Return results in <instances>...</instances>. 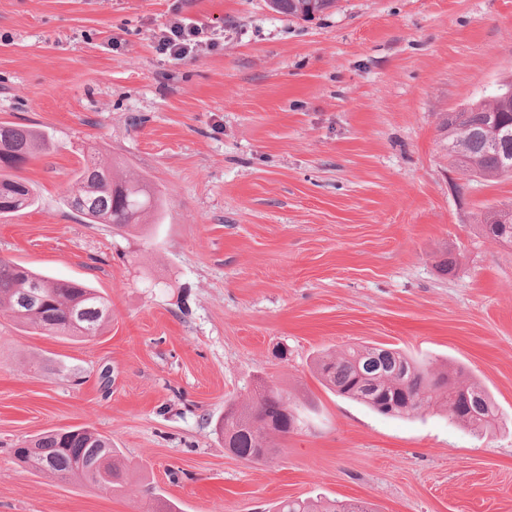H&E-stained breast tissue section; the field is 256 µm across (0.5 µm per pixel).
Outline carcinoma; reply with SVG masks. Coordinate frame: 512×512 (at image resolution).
I'll return each instance as SVG.
<instances>
[{
  "label": "carcinoma",
  "mask_w": 512,
  "mask_h": 512,
  "mask_svg": "<svg viewBox=\"0 0 512 512\" xmlns=\"http://www.w3.org/2000/svg\"><path fill=\"white\" fill-rule=\"evenodd\" d=\"M501 128L494 146L489 129ZM448 155L465 170L489 178L512 177V107L494 99L482 100L444 119ZM49 149L46 135L32 127L0 123V215L12 216L36 204L32 188L11 174L37 151ZM87 224L133 227L159 219L162 201L157 190L141 176L119 175L114 167L91 158L76 171L65 199ZM489 209L482 221L486 237L512 243V224L496 220ZM0 308L11 311L38 334L82 338L98 336L110 320L109 305L86 283L51 280L12 261L0 258ZM321 379L337 393L354 399L382 415L416 413L438 401L448 417L476 431L499 423L498 408L484 388L446 373H435L394 348L352 347L342 357L318 359ZM300 415L280 392L266 388L252 404H229L215 431L224 436V447L241 458L262 459L276 449L272 435L297 430ZM17 459L31 470L52 477L79 478L98 488L120 486L127 470L112 440L86 428L57 429L15 449ZM276 512H373L363 501L290 499L276 505Z\"/></svg>",
  "instance_id": "1"
}]
</instances>
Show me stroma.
I'll return each instance as SVG.
<instances>
[{
    "mask_svg": "<svg viewBox=\"0 0 512 512\" xmlns=\"http://www.w3.org/2000/svg\"><path fill=\"white\" fill-rule=\"evenodd\" d=\"M174 16L204 32L178 61L154 40ZM510 76L512 0H340L308 22L265 0H0V122L51 142L18 171L36 204L0 217V257L112 309L89 341L0 310V512H145L155 489L180 512H512V244L480 232L512 178L452 167L441 127ZM91 154L157 188L159 223L65 205ZM365 344L479 384L503 424L384 416L320 381V355ZM264 384L302 424L257 462L215 423ZM83 427L121 449V491L13 455ZM276 505V512H373L363 501L343 503L336 500L288 499Z\"/></svg>",
    "mask_w": 512,
    "mask_h": 512,
    "instance_id": "35a3bbf8",
    "label": "stroma"
}]
</instances>
